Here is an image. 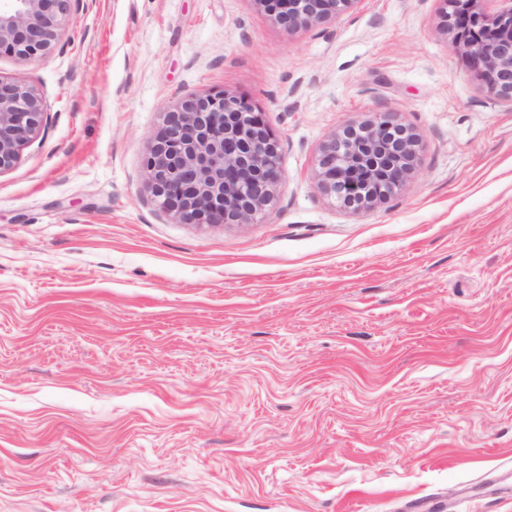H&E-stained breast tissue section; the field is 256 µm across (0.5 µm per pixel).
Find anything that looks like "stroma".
<instances>
[{
  "label": "stroma",
  "mask_w": 512,
  "mask_h": 512,
  "mask_svg": "<svg viewBox=\"0 0 512 512\" xmlns=\"http://www.w3.org/2000/svg\"><path fill=\"white\" fill-rule=\"evenodd\" d=\"M443 0H353L289 32L255 0H84L48 122L0 172V512H512V105ZM280 141L255 224L147 188L189 92ZM392 113L414 176L350 212L322 143Z\"/></svg>",
  "instance_id": "35a3bbf8"
}]
</instances>
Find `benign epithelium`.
Masks as SVG:
<instances>
[{
	"instance_id": "1",
	"label": "benign epithelium",
	"mask_w": 512,
	"mask_h": 512,
	"mask_svg": "<svg viewBox=\"0 0 512 512\" xmlns=\"http://www.w3.org/2000/svg\"><path fill=\"white\" fill-rule=\"evenodd\" d=\"M83 0H0V55L46 58ZM293 32L311 28L353 0H255ZM476 0H446L451 45L497 98L512 103V6L481 12ZM48 121L31 85L0 80V172ZM418 136L389 112L352 121L321 146L315 178L341 206L388 200L414 175ZM280 143L262 113L222 92L187 94L165 112L144 163L157 204L184 224H255L280 180Z\"/></svg>"
}]
</instances>
